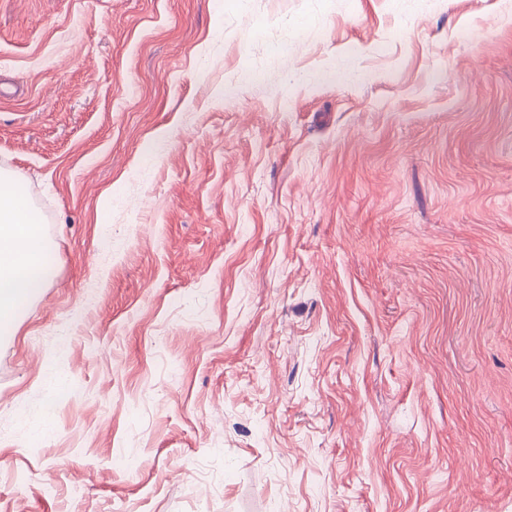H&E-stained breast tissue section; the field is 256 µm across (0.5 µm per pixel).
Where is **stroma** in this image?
I'll use <instances>...</instances> for the list:
<instances>
[{
    "label": "stroma",
    "mask_w": 512,
    "mask_h": 512,
    "mask_svg": "<svg viewBox=\"0 0 512 512\" xmlns=\"http://www.w3.org/2000/svg\"><path fill=\"white\" fill-rule=\"evenodd\" d=\"M0 512H512V0H0ZM37 212L19 180L0 172V331L9 332L20 308L51 275Z\"/></svg>",
    "instance_id": "1"
}]
</instances>
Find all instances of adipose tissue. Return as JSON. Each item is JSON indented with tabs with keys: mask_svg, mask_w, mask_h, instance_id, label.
<instances>
[{
	"mask_svg": "<svg viewBox=\"0 0 512 512\" xmlns=\"http://www.w3.org/2000/svg\"><path fill=\"white\" fill-rule=\"evenodd\" d=\"M51 275L37 212L19 180L0 172V331H10L20 308Z\"/></svg>",
	"mask_w": 512,
	"mask_h": 512,
	"instance_id": "adipose-tissue-1",
	"label": "adipose tissue"
}]
</instances>
